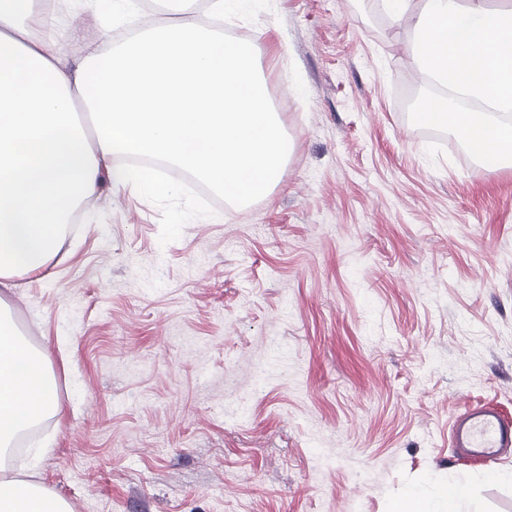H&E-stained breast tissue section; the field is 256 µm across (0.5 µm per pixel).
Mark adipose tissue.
<instances>
[{
    "label": "adipose tissue",
    "instance_id": "adipose-tissue-1",
    "mask_svg": "<svg viewBox=\"0 0 512 512\" xmlns=\"http://www.w3.org/2000/svg\"><path fill=\"white\" fill-rule=\"evenodd\" d=\"M410 21L412 59L468 95L512 109V8L485 0H383ZM199 0H175L179 22L66 57L57 0H0V285L58 254L60 225L99 190L113 156L147 155L184 167L225 198L268 196L288 142L244 42L194 22ZM422 122L450 126L481 161H512V124L440 100ZM60 407L45 356L0 324V447ZM465 486L437 499L405 495L394 512H459ZM0 512H67L35 482L0 478Z\"/></svg>",
    "mask_w": 512,
    "mask_h": 512
}]
</instances>
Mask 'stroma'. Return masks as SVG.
<instances>
[{
	"instance_id": "35a3bbf8",
	"label": "stroma",
	"mask_w": 512,
	"mask_h": 512,
	"mask_svg": "<svg viewBox=\"0 0 512 512\" xmlns=\"http://www.w3.org/2000/svg\"><path fill=\"white\" fill-rule=\"evenodd\" d=\"M291 151L247 204L101 190L0 315L47 355L60 415L0 474L69 512H392L468 484L512 512V448H453L473 405L512 417V166L433 139L413 30L382 0H240Z\"/></svg>"
}]
</instances>
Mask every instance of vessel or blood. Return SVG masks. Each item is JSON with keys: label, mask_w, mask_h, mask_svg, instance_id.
<instances>
[{"label": "vessel or blood", "mask_w": 512, "mask_h": 512, "mask_svg": "<svg viewBox=\"0 0 512 512\" xmlns=\"http://www.w3.org/2000/svg\"><path fill=\"white\" fill-rule=\"evenodd\" d=\"M451 431L455 447L484 459H492L497 449L512 447V418L492 407L471 408L453 422Z\"/></svg>", "instance_id": "1"}]
</instances>
